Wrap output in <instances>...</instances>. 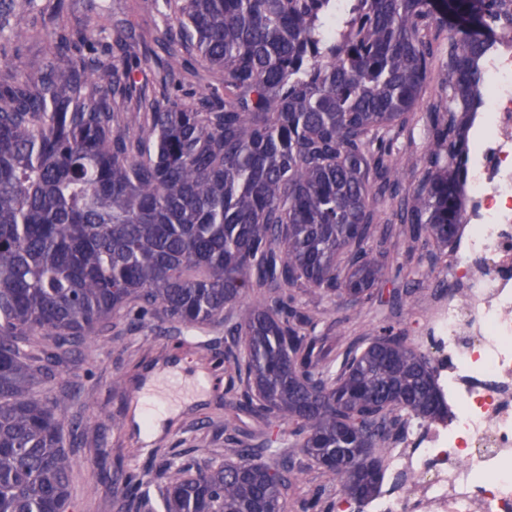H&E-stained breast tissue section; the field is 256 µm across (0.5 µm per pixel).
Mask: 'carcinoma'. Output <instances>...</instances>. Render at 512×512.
Returning a JSON list of instances; mask_svg holds the SVG:
<instances>
[{
	"label": "carcinoma",
	"mask_w": 512,
	"mask_h": 512,
	"mask_svg": "<svg viewBox=\"0 0 512 512\" xmlns=\"http://www.w3.org/2000/svg\"><path fill=\"white\" fill-rule=\"evenodd\" d=\"M0 0V38L20 43ZM156 42L162 98L138 74L154 50L112 28L118 60L62 31L69 68L42 84L0 78V512H67L71 458L54 402L34 389L124 310L181 331L224 319V374L241 383L224 415L234 460L162 464L163 512H288L294 454L353 500L383 478L376 449L403 416L444 410L427 358L394 327L347 350L338 370L310 334L294 290L351 307L388 275L367 248L401 224L440 248L461 226L465 118L484 86L491 35L512 31V0H164ZM448 29V106L427 122L420 177L401 194L398 139ZM198 51L220 82L185 55ZM267 419L240 439V414ZM296 436L282 449L278 428ZM274 458L269 462L268 458ZM116 512L146 496L122 468ZM321 512L322 490L296 501Z\"/></svg>",
	"instance_id": "1"
}]
</instances>
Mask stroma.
<instances>
[{"instance_id":"stroma-1","label":"stroma","mask_w":512,"mask_h":512,"mask_svg":"<svg viewBox=\"0 0 512 512\" xmlns=\"http://www.w3.org/2000/svg\"><path fill=\"white\" fill-rule=\"evenodd\" d=\"M163 0H65L64 20L72 30L84 31L94 42L107 36L95 25L97 16L108 22L127 24L138 47L154 46L164 27ZM13 22L26 26L28 35L20 46L0 51V74L15 75L32 84L40 83L53 67L64 68L67 57L56 53L59 22L39 13L37 4L15 12ZM448 101V83L443 64H436L410 128L401 137L397 157L403 191L417 184L412 162L427 145L426 114L432 106ZM409 240L394 235L385 245L393 275L380 284V294L361 310L320 297L311 292L298 295L299 303L317 314L315 336L323 338L334 352L375 336L385 325L405 336L419 334L415 294L437 288L445 278V256L433 245H425L421 261L408 260ZM224 356V327L218 323L201 326L189 333H177L171 324L157 319L130 323L126 316L114 318L112 327L90 337L70 361L60 367L51 385L50 399L59 400L58 413L64 421H77L71 435L69 512H114L112 476L123 466L143 480L152 501H159L165 477L160 459L180 462L192 455L201 462L219 466L229 453L220 429L224 422V389L227 379L216 365ZM183 366L202 369L211 378L210 388L200 400L185 405L174 418L164 422L157 438L145 441L134 418L136 396L151 379L166 369ZM297 488L290 498L324 489L327 512H343L345 502L335 485L304 456H296Z\"/></svg>"}]
</instances>
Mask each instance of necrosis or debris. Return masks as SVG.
I'll list each match as a JSON object with an SVG mask.
<instances>
[{"label": "necrosis or debris", "instance_id": "1", "mask_svg": "<svg viewBox=\"0 0 512 512\" xmlns=\"http://www.w3.org/2000/svg\"><path fill=\"white\" fill-rule=\"evenodd\" d=\"M483 73L462 228L417 338L447 409L410 419L377 494L349 512H512V34Z\"/></svg>", "mask_w": 512, "mask_h": 512}]
</instances>
